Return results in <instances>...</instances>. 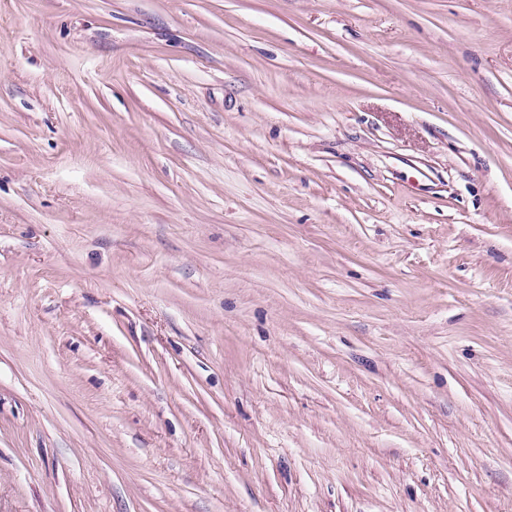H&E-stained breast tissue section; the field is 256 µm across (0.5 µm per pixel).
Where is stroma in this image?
Returning <instances> with one entry per match:
<instances>
[{
	"mask_svg": "<svg viewBox=\"0 0 512 512\" xmlns=\"http://www.w3.org/2000/svg\"><path fill=\"white\" fill-rule=\"evenodd\" d=\"M0 512H512V0H0Z\"/></svg>",
	"mask_w": 512,
	"mask_h": 512,
	"instance_id": "obj_1",
	"label": "stroma"
}]
</instances>
